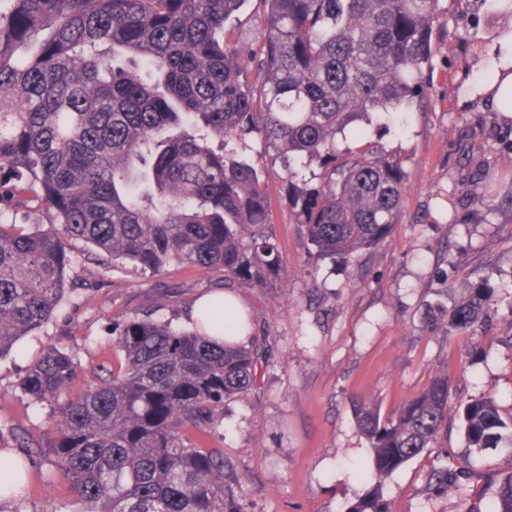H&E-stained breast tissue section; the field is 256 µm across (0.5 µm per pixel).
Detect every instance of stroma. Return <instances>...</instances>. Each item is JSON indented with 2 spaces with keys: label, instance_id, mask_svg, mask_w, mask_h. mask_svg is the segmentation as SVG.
I'll return each instance as SVG.
<instances>
[{
  "label": "stroma",
  "instance_id": "obj_1",
  "mask_svg": "<svg viewBox=\"0 0 512 512\" xmlns=\"http://www.w3.org/2000/svg\"><path fill=\"white\" fill-rule=\"evenodd\" d=\"M262 0H247L225 36L256 46L264 28ZM512 37V15L496 0H437L431 56L423 67L425 97L404 122L371 127L385 151L404 160L399 221L383 245L347 261L312 262L306 238L281 202L284 167L260 137L243 140L245 158L263 157L273 204L272 230L288 268L276 288L235 287L255 317L253 334L267 343L261 381L230 403L214 445L223 447L240 480L249 512H344L367 487L369 448L358 433L352 403L376 402L389 413L453 365L452 402L494 398L512 412V117L469 95L497 63L498 41ZM68 284L86 298L68 306L0 358V449L24 457L16 433L46 439L49 406L33 404L16 387L28 364L50 345L73 349L79 369L71 394L96 384L121 361L113 321L135 316L165 298V317L188 323L206 293L223 290L221 274L171 265L159 272L100 264L73 241ZM453 271V299L492 274L499 301L488 324L469 336L421 331L425 303L441 299L440 260ZM424 454L385 482L392 512H487L491 496L471 492L431 496L425 475L436 464ZM69 484L50 460L29 464L25 490L0 502V512H78Z\"/></svg>",
  "mask_w": 512,
  "mask_h": 512
}]
</instances>
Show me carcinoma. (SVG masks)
Instances as JSON below:
<instances>
[{
	"mask_svg": "<svg viewBox=\"0 0 512 512\" xmlns=\"http://www.w3.org/2000/svg\"><path fill=\"white\" fill-rule=\"evenodd\" d=\"M0 1V358L80 299L66 288L74 239L141 270L285 281L262 159L238 152L252 134L282 159L281 202L315 257L349 259L390 237L406 171L367 126L422 102L436 0H265L260 44L243 52L224 29L247 0ZM349 134L355 147L340 148ZM31 202L48 227L24 228ZM495 301L488 275L451 306L425 304L423 332L468 333ZM165 307L113 322L123 361L74 397L75 352L52 345L29 364L17 388L52 407L53 433L18 434L28 460L0 471L50 459L81 512H248L208 439L256 384L257 349L213 342L244 327L227 305L222 319L203 308L191 329L157 316ZM449 374L386 415L354 403L372 484L346 512H392L385 480L438 447L452 416L465 464L431 469L435 495H468L482 452L512 449V413L489 397L453 405ZM486 490L492 512H512V469Z\"/></svg>",
	"mask_w": 512,
	"mask_h": 512,
	"instance_id": "carcinoma-1",
	"label": "carcinoma"
}]
</instances>
